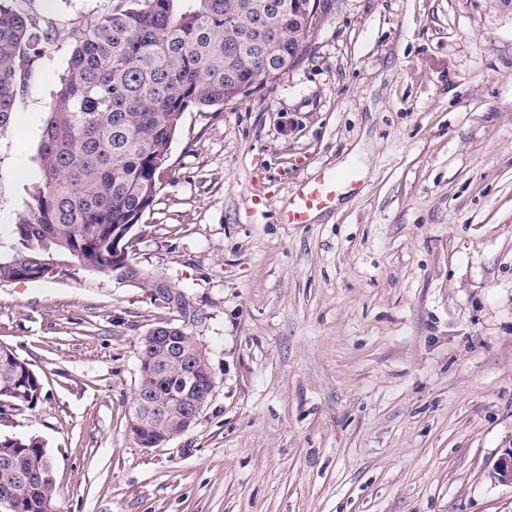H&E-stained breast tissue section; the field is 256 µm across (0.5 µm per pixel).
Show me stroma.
<instances>
[{
    "label": "stroma",
    "mask_w": 512,
    "mask_h": 512,
    "mask_svg": "<svg viewBox=\"0 0 512 512\" xmlns=\"http://www.w3.org/2000/svg\"><path fill=\"white\" fill-rule=\"evenodd\" d=\"M52 47L0 138V236L72 22L114 0H17ZM134 230L145 280L0 283V343L44 382L0 436L42 437L55 512H512V6L329 0L304 58L185 112ZM332 209L279 215L322 171ZM200 341L215 388L160 448L126 409L156 325Z\"/></svg>",
    "instance_id": "stroma-1"
}]
</instances>
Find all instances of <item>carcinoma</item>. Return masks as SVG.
Wrapping results in <instances>:
<instances>
[{"label": "carcinoma", "mask_w": 512, "mask_h": 512, "mask_svg": "<svg viewBox=\"0 0 512 512\" xmlns=\"http://www.w3.org/2000/svg\"><path fill=\"white\" fill-rule=\"evenodd\" d=\"M111 13L73 23L70 57L56 82L37 150L40 182L0 242V283L44 279L79 266L112 271V240L129 256L130 233L155 202L169 151L184 112L224 107L245 93L266 68H276L312 31L288 13L289 0H117ZM50 45L13 0H0V136L10 127L18 91ZM177 344L191 336L162 325L142 340L135 397L151 395L157 425L177 429L163 405L183 388L178 358L165 355L160 337ZM210 376H194L198 400ZM42 377L0 343V416L41 399ZM0 481L5 467L21 473L23 512H53L57 487L42 481L50 460L33 433L0 437Z\"/></svg>", "instance_id": "obj_1"}]
</instances>
